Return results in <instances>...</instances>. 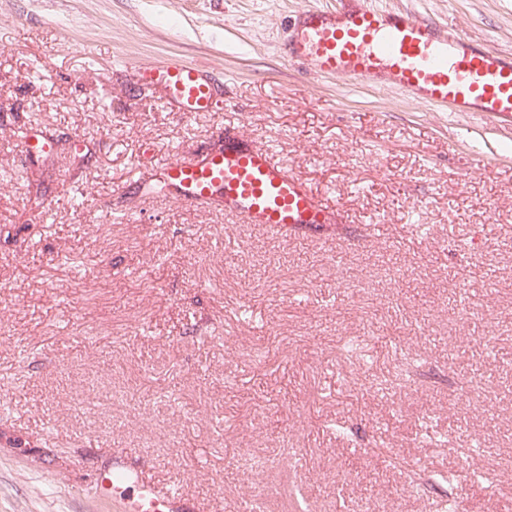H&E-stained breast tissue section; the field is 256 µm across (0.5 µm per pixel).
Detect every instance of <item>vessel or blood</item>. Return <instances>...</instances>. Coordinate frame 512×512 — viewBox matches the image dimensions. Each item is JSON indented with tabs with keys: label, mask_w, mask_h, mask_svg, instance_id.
<instances>
[{
	"label": "vessel or blood",
	"mask_w": 512,
	"mask_h": 512,
	"mask_svg": "<svg viewBox=\"0 0 512 512\" xmlns=\"http://www.w3.org/2000/svg\"><path fill=\"white\" fill-rule=\"evenodd\" d=\"M293 27L287 53L307 61L316 75H340L430 106L512 123V54L473 42L439 21L373 8L368 0H343L335 9L309 7ZM142 77L164 86L179 111L211 112L219 104L200 65L170 59L145 68ZM136 188L178 203L207 206L218 201L246 223L284 232L335 223L338 213L334 203L316 195L272 153L230 130L221 147L146 170ZM129 483L137 494L124 500L125 512H185L182 494L122 466L106 473L97 491L108 496Z\"/></svg>",
	"instance_id": "vessel-or-blood-1"
}]
</instances>
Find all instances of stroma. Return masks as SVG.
Here are the masks:
<instances>
[{
	"instance_id": "1",
	"label": "stroma",
	"mask_w": 512,
	"mask_h": 512,
	"mask_svg": "<svg viewBox=\"0 0 512 512\" xmlns=\"http://www.w3.org/2000/svg\"><path fill=\"white\" fill-rule=\"evenodd\" d=\"M319 3L0 0V512H122L119 459L202 512H512V127L290 60ZM379 3L512 52V0ZM166 58L222 107L167 105ZM228 128L337 223L133 195Z\"/></svg>"
}]
</instances>
